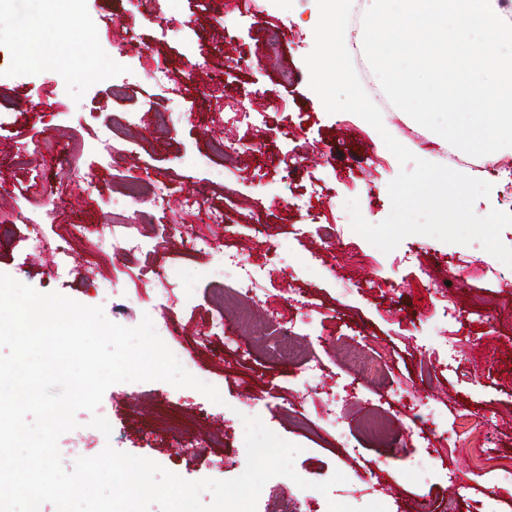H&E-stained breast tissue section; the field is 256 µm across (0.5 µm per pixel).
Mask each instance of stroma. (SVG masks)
<instances>
[{
    "label": "stroma",
    "mask_w": 512,
    "mask_h": 512,
    "mask_svg": "<svg viewBox=\"0 0 512 512\" xmlns=\"http://www.w3.org/2000/svg\"><path fill=\"white\" fill-rule=\"evenodd\" d=\"M61 0H0V113L11 126L0 151V215L27 208L29 166L40 162L46 135L67 143L75 170L48 171V199L54 222L15 224L0 235V273L42 293L57 292L125 327L150 317L158 335L187 352L195 369L206 375L221 398L213 403L192 388L163 381L123 382L109 387L96 412L78 411L76 429L58 446L65 469L76 458L92 457L105 446L155 461L188 481L230 480L247 466L242 446L243 414L260 418L278 437L298 447L296 479L277 476L263 487L257 512L297 497L302 512H444L453 477L468 484L458 512H512V483L502 481L497 462L512 460V314H470L469 299L499 293L512 283V268L479 243L450 244L411 235L385 253L363 236L353 245L362 266L332 274L336 251L338 196L358 202L371 224L391 212L388 184L400 164L375 128L349 112L327 113L309 85L305 63L314 46L319 20L315 0H264L261 15H252L245 0H156L155 23L130 11L126 0H78L82 24L63 25ZM280 27L282 48L266 49L269 27ZM58 36L55 47L29 58L19 51V37L42 40L47 30ZM244 53L253 65L228 70V59ZM165 67L195 78L169 128L157 129L152 112L168 108L165 86L155 78ZM224 75L222 85L208 77ZM267 88L278 97V111L266 100L253 102L266 112V124L236 125L225 102L243 89ZM139 120H130V113ZM383 123L400 143L430 162L447 164L443 147L430 130L417 129L404 115L387 110ZM111 125L116 163L99 168L96 133ZM297 127L296 141L276 136L277 126ZM239 136L245 146L264 144L265 153L241 157L238 168L217 177L224 158L212 153L214 138ZM296 160L301 174L285 179V164ZM91 174L97 191L124 200L119 210L85 203L82 174ZM142 180L136 202H126V176ZM174 179L200 191L206 206L225 211L227 227L201 222L197 215L170 208L141 233L148 245L133 255L102 248L91 229L121 225L134 211H146L154 183ZM320 181L322 196L308 209L289 203ZM282 203L271 207L272 196ZM89 227L74 234V225ZM223 238L242 258L260 269V284L271 310L286 319L306 321L315 336L303 344L305 356L319 357L323 375L301 386L299 361L271 356L253 332L230 338L208 335L220 313L219 283L210 270L216 257L186 250L177 227ZM52 239L73 234L65 260L42 262L30 245L34 234ZM283 248L280 263H270L269 243ZM459 271L455 295L467 314L460 323L443 321L429 279L443 281L445 268ZM180 275L183 291L170 298L153 279L156 272ZM373 287H366V280ZM402 283L394 291L393 283ZM178 331L167 335L166 327ZM376 336L391 358L387 373L366 372L370 352L353 346L352 331ZM459 343L453 366H445V342ZM335 398L341 428L324 420L321 404ZM492 418L497 425L495 461L472 452L481 440L457 412ZM111 418L112 434L91 427L93 415ZM373 415L389 424L420 428L403 452L388 441L366 435ZM342 472L343 483L329 494L317 483ZM309 481V488L298 485Z\"/></svg>",
    "instance_id": "obj_1"
}]
</instances>
